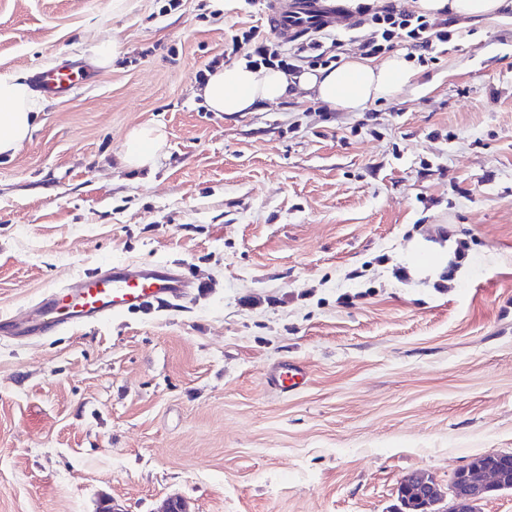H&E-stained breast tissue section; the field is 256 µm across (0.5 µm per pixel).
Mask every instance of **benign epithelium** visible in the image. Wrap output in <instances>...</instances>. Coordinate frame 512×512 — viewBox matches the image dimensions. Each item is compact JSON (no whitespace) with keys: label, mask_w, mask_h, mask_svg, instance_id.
<instances>
[{"label":"benign epithelium","mask_w":512,"mask_h":512,"mask_svg":"<svg viewBox=\"0 0 512 512\" xmlns=\"http://www.w3.org/2000/svg\"><path fill=\"white\" fill-rule=\"evenodd\" d=\"M482 464H468L458 469L448 485L447 494L452 496L455 512H475L486 499L487 493L500 484L502 470L512 459L507 452H489L481 456ZM403 492L411 497L409 507L416 512H428L444 500V492L432 478L415 473L400 484Z\"/></svg>","instance_id":"benign-epithelium-1"}]
</instances>
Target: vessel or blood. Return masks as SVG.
Masks as SVG:
<instances>
[{
	"label": "vessel or blood",
	"instance_id": "vessel-or-blood-1",
	"mask_svg": "<svg viewBox=\"0 0 512 512\" xmlns=\"http://www.w3.org/2000/svg\"><path fill=\"white\" fill-rule=\"evenodd\" d=\"M346 17L342 6L331 5L328 0H268L270 30L284 41L331 28ZM36 81L39 90L50 97L67 95L77 86L73 71L67 66L41 71ZM192 286L176 265L166 261L112 263L103 271L77 277L65 287L49 289L24 320L0 315V335L16 340L47 336L115 314L184 300ZM304 380L302 369L291 363L281 364L270 375L273 385L286 390L300 387Z\"/></svg>",
	"mask_w": 512,
	"mask_h": 512
}]
</instances>
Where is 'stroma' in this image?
I'll list each match as a JSON object with an SVG mask.
<instances>
[{
    "mask_svg": "<svg viewBox=\"0 0 512 512\" xmlns=\"http://www.w3.org/2000/svg\"><path fill=\"white\" fill-rule=\"evenodd\" d=\"M166 3L0 0V75H86L0 157V314L110 261L203 284L0 340V512H399L406 476L512 452V10L360 111L228 114L195 75L264 4ZM150 126L153 170L126 168ZM416 242L465 249L422 276ZM165 133L161 128L135 129L128 137L122 155L124 165L132 168L152 169L158 153L165 144ZM305 377L302 369L291 363L281 364L270 375L273 385L282 389L293 390L304 383Z\"/></svg>",
    "mask_w": 512,
    "mask_h": 512,
    "instance_id": "stroma-1",
    "label": "stroma"
}]
</instances>
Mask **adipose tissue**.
Segmentation results:
<instances>
[{"label":"adipose tissue","instance_id":"ef3b65f1","mask_svg":"<svg viewBox=\"0 0 512 512\" xmlns=\"http://www.w3.org/2000/svg\"><path fill=\"white\" fill-rule=\"evenodd\" d=\"M415 6L430 17H492L512 8V0H415ZM412 76L409 61L398 55L379 63L353 57L334 68H305L292 76L274 68L254 69L241 60L210 73L200 94L211 111L233 113L279 101L300 88L330 109L355 112L391 97ZM38 108L27 75L0 76V156L14 155L30 136ZM164 144L162 129H136L127 139L122 161L132 168L154 167Z\"/></svg>","mask_w":512,"mask_h":512}]
</instances>
